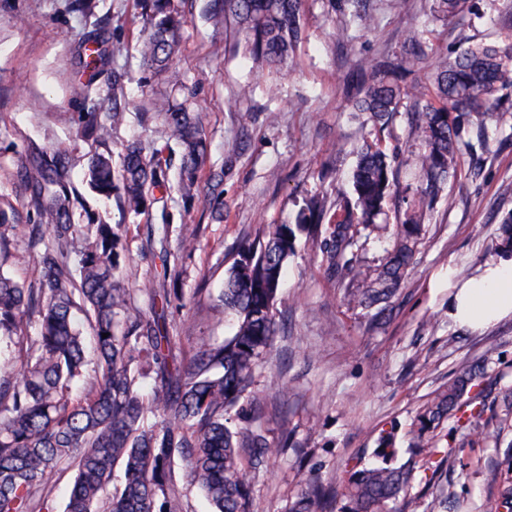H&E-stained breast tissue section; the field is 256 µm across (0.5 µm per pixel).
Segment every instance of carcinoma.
<instances>
[{"label": "carcinoma", "mask_w": 512, "mask_h": 512, "mask_svg": "<svg viewBox=\"0 0 512 512\" xmlns=\"http://www.w3.org/2000/svg\"><path fill=\"white\" fill-rule=\"evenodd\" d=\"M441 20L469 8V0H433ZM148 26L139 41L145 67L166 72L178 52L186 17L180 0H140ZM207 18L234 26L238 42L255 61L284 66L304 39L301 0H207ZM85 70L93 81L108 64L98 30L86 35ZM408 50L389 69L366 72L353 109L385 127L404 97L420 107L412 112L411 131L422 141L418 160L423 188L402 224L391 234L385 263L373 275L350 267L360 288L346 289L356 308L386 311L397 295L418 243L425 204L456 171V159L472 114L502 107L500 92L512 88V43L468 46L438 60L426 81L405 85L402 77L422 63L425 52L416 33ZM145 121L158 119L166 140L179 152L137 139L124 146L119 164L112 160V128L126 119L121 100L110 112L79 115L78 139L95 149L86 153L83 177L98 195L112 199L126 215H146L156 192L170 179L186 207L198 195L207 161V139L198 113L186 103L155 98ZM79 144L48 149L27 147L21 180L38 223L12 224L0 211V255L8 254L7 233L27 239L38 252V275L23 287L0 271V342L15 352L0 360V512H47L60 476L73 483L64 512H191L189 492H201L211 512H255L244 457L258 465L275 452L265 437L236 427L245 411L253 373L273 346L274 304L285 263L294 255L297 234H323L324 205L310 200L297 223L271 224L258 238L241 245L229 268L219 302L236 320L233 336L222 344L201 341L190 357L175 353L166 311L183 295L179 288L150 290L151 308L141 307L132 289L116 278L128 249L119 228L88 211L73 190V156ZM394 182L392 159L378 141L357 148L351 183L354 203L343 218L328 225L322 253L330 268L354 243L357 226L371 224L383 210ZM85 245L76 246L79 234ZM171 230L148 227V238L162 246L165 274L175 283L183 269L167 247ZM497 249L512 251V216L498 228ZM35 320L38 335L16 339L24 323ZM93 335L87 354L84 331ZM108 337H102V334ZM482 371L461 365L417 417L419 459L396 460L394 434L380 438L376 462L344 471L342 500L310 469H300L301 490L289 512H406L408 489L421 468L447 477L456 434L479 440L483 408L471 395ZM456 426L442 433L444 423ZM123 473L113 484L115 467ZM490 512H512V477L503 482Z\"/></svg>", "instance_id": "obj_1"}]
</instances>
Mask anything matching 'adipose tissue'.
I'll return each instance as SVG.
<instances>
[{
    "label": "adipose tissue",
    "mask_w": 512,
    "mask_h": 512,
    "mask_svg": "<svg viewBox=\"0 0 512 512\" xmlns=\"http://www.w3.org/2000/svg\"><path fill=\"white\" fill-rule=\"evenodd\" d=\"M512 316V257L490 258L481 272L455 286L448 317L459 326L481 330Z\"/></svg>",
    "instance_id": "adipose-tissue-1"
}]
</instances>
